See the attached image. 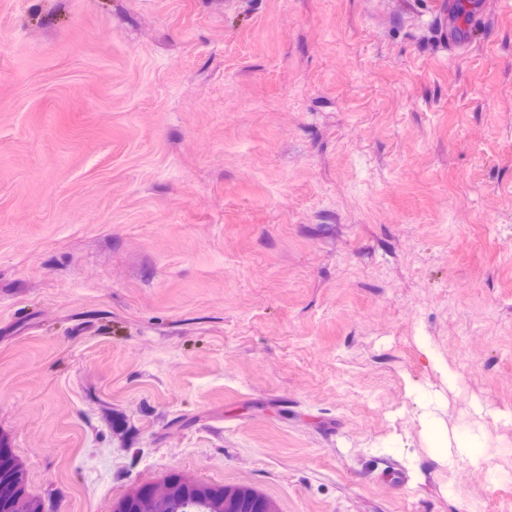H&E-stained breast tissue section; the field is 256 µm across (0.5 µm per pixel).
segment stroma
<instances>
[{
    "instance_id": "stroma-1",
    "label": "stroma",
    "mask_w": 512,
    "mask_h": 512,
    "mask_svg": "<svg viewBox=\"0 0 512 512\" xmlns=\"http://www.w3.org/2000/svg\"><path fill=\"white\" fill-rule=\"evenodd\" d=\"M480 2L459 52L428 0H0V446L43 512L173 473L512 504V9Z\"/></svg>"
}]
</instances>
